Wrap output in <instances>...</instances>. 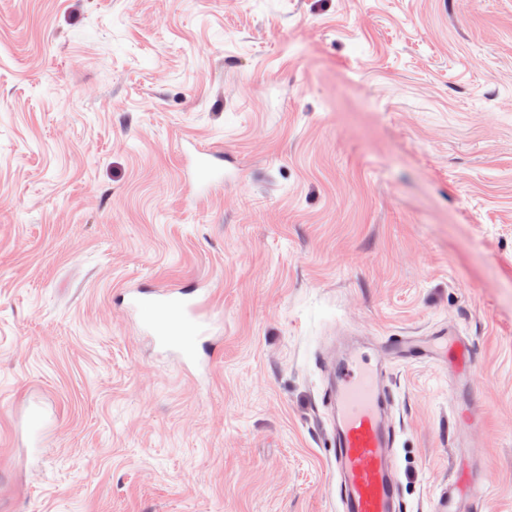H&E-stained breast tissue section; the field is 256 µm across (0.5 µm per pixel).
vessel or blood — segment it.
Masks as SVG:
<instances>
[{"label":"vessel or blood","mask_w":512,"mask_h":512,"mask_svg":"<svg viewBox=\"0 0 512 512\" xmlns=\"http://www.w3.org/2000/svg\"><path fill=\"white\" fill-rule=\"evenodd\" d=\"M194 153V176L199 185L222 180L224 173L215 150L198 146ZM128 307L133 313L146 314V331L163 347L178 349L187 362L194 359L196 342L220 324L205 296L196 292H134ZM387 350L401 363L450 359L460 365L470 363L466 344L441 329L426 342L417 336L400 337ZM383 370L382 360L372 359L363 345L350 349L330 369L331 388L325 394V407L330 413L340 512L400 509L392 454L393 399L382 384ZM471 494L469 481L449 482L438 493L434 512H468Z\"/></svg>","instance_id":"vessel-or-blood-1"}]
</instances>
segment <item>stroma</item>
Here are the masks:
<instances>
[{
    "label": "stroma",
    "mask_w": 512,
    "mask_h": 512,
    "mask_svg": "<svg viewBox=\"0 0 512 512\" xmlns=\"http://www.w3.org/2000/svg\"><path fill=\"white\" fill-rule=\"evenodd\" d=\"M180 287L187 368L124 308ZM441 328L401 512H512V0H0V512H336L330 363ZM195 153L194 176L201 186H211L222 180L224 173L218 164L220 157L215 150L205 146L193 145ZM471 494L469 481H450L438 493L433 512H469L467 505Z\"/></svg>",
    "instance_id": "1"
}]
</instances>
